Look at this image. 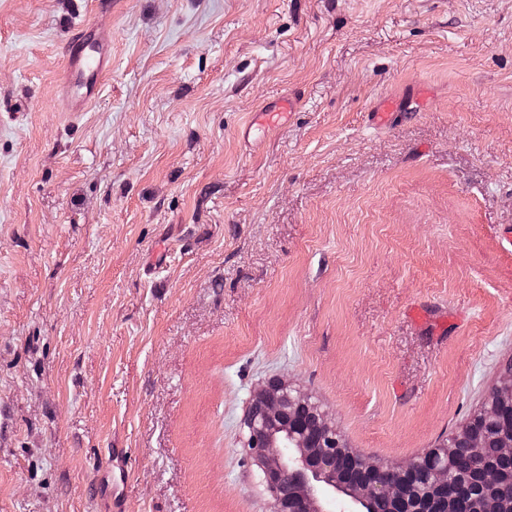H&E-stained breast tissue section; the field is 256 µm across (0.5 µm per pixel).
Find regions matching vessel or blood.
I'll return each mask as SVG.
<instances>
[{
  "label": "vessel or blood",
  "mask_w": 512,
  "mask_h": 512,
  "mask_svg": "<svg viewBox=\"0 0 512 512\" xmlns=\"http://www.w3.org/2000/svg\"><path fill=\"white\" fill-rule=\"evenodd\" d=\"M110 34L84 26L72 37L58 85L62 106L68 112H81L91 103L102 76L109 72L111 58L106 45Z\"/></svg>",
  "instance_id": "vessel-or-blood-1"
}]
</instances>
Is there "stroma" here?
Listing matches in <instances>:
<instances>
[{
    "label": "stroma",
    "instance_id": "obj_1",
    "mask_svg": "<svg viewBox=\"0 0 512 512\" xmlns=\"http://www.w3.org/2000/svg\"><path fill=\"white\" fill-rule=\"evenodd\" d=\"M96 2L0 0V512H269L273 379L385 465L458 431L512 361V0ZM109 41L112 35L93 26H82L72 37L58 85L65 112H83L94 99L100 79L110 71Z\"/></svg>",
    "mask_w": 512,
    "mask_h": 512
}]
</instances>
